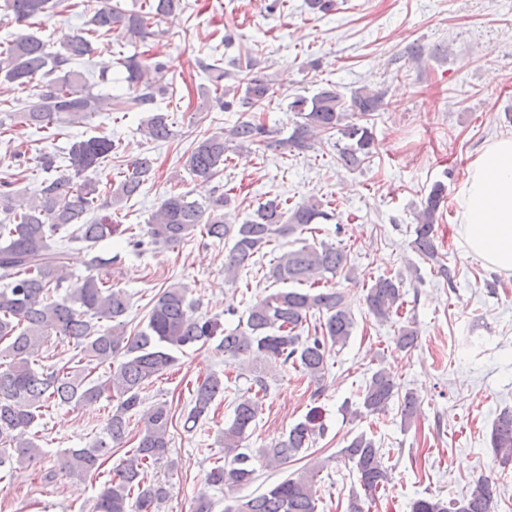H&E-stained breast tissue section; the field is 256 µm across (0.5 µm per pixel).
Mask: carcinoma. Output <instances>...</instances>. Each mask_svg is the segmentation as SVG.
Returning a JSON list of instances; mask_svg holds the SVG:
<instances>
[{
  "label": "carcinoma",
  "instance_id": "obj_1",
  "mask_svg": "<svg viewBox=\"0 0 512 512\" xmlns=\"http://www.w3.org/2000/svg\"><path fill=\"white\" fill-rule=\"evenodd\" d=\"M145 9L128 11L111 0L89 5L87 28L62 34L50 43L33 35L18 36L0 42V80L27 86L36 77L33 100L16 113L27 125L49 129L61 123L80 124L103 111L144 108L166 88L156 84L153 72L162 64L150 56H126L115 66L126 73L130 93L111 97L87 89L86 79L71 67L91 52L90 37L102 38L116 27H123L142 42L154 39L157 19L181 8V0H144ZM52 0H0V14L18 25L53 14ZM256 62L231 63V69L207 64L211 72L215 101L230 110V94H241L240 107L247 116L224 133H215L199 141L190 151L185 167L203 181H213L224 172L228 144L239 148L256 145L276 151L285 147L305 151L324 137H338V160L347 168H357L374 154L375 138L371 117L383 106V95L365 87L342 95L330 84L312 97L299 96L290 102L296 122L287 139H277L258 113L272 98L271 83L255 72ZM235 80L224 85V80ZM173 122L166 112L152 110L141 132L156 142L174 137ZM119 158V145L107 137H90L74 142L69 150V168L58 169L56 157L40 153L33 157L34 169L58 172L46 178L41 188L19 200L0 184V469L29 464L42 456L32 427L50 404L79 405L102 398L116 401L103 431L87 448L66 453L44 479L57 474L90 475L112 458V449L122 448L132 432V418L141 416L139 440L132 451L114 468L112 480L100 491L93 512H158L168 497L166 485L146 482L148 470L169 455V429L173 415L166 402L141 410L143 386L170 367L175 352L200 349L217 343L231 358L255 361H281L314 383L324 379L328 357L335 348L346 346L355 328L354 314L345 294L337 289L324 291L314 285L347 270V252L333 243L321 241L303 244L276 257L268 278L280 288L256 300L248 309L246 322L233 329L223 327L217 317L196 316L188 301L187 289L170 285L158 293L147 315L146 325L134 334L126 332L124 317L130 308V296L110 284L111 277L100 270L112 266L116 258L91 255L90 274L72 285L67 272L66 251L54 244L61 232H71V240L94 249L97 243L122 233L121 225L109 215L91 218L98 209H110L140 192L153 172V161L141 155L127 164L123 179L101 196L99 186L84 178V173ZM445 199L441 183L431 187L422 208L416 213L412 249L421 257L437 262V274L453 279L448 265L437 261L434 222ZM228 196L220 193L202 208L171 194L162 200L147 224L146 234L155 244H175L196 228L206 236L231 242L224 255L225 279L234 282L238 273L256 263V256L277 237L302 234L310 225L328 221L332 214L315 199L284 207L278 197L258 204L241 224L224 222ZM294 287H288V284ZM403 279L379 277L364 295L367 311L378 322L399 316L404 305ZM318 316L314 335L302 336L304 324ZM63 336L79 348L80 360L109 365V376L90 380L70 369L69 363L46 367L40 353L51 335ZM417 330L410 324L397 330L395 343L402 349L414 346ZM224 379L211 373L196 382L185 423L197 426L209 419L217 397L224 395ZM265 377L259 373L250 379L246 392L234 399L231 420L224 424L222 440L224 462L215 464L205 484L234 491L252 483L258 469L277 470L300 460L324 436L325 426L318 408L289 427L277 440L263 448H248L266 397ZM360 406L345 407L353 418L379 415L397 400L401 420L411 423L420 415V403L414 393L399 394V384L382 369L365 382ZM491 448L502 463L512 462V410L499 414L491 431ZM341 457L351 464L360 490L352 491L347 512H369L377 493L391 481L381 449L373 439L361 433L341 448ZM321 471L317 463L306 464L264 493L249 498H234L224 512H317L319 497L316 482ZM493 485L478 483L468 494L452 500L439 496L417 498L411 512H492Z\"/></svg>",
  "mask_w": 512,
  "mask_h": 512
}]
</instances>
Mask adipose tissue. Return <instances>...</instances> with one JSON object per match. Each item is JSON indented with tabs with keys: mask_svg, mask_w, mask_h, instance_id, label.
<instances>
[{
	"mask_svg": "<svg viewBox=\"0 0 512 512\" xmlns=\"http://www.w3.org/2000/svg\"><path fill=\"white\" fill-rule=\"evenodd\" d=\"M458 204L468 251L511 275L512 137L490 142L471 160Z\"/></svg>",
	"mask_w": 512,
	"mask_h": 512,
	"instance_id": "obj_1",
	"label": "adipose tissue"
}]
</instances>
